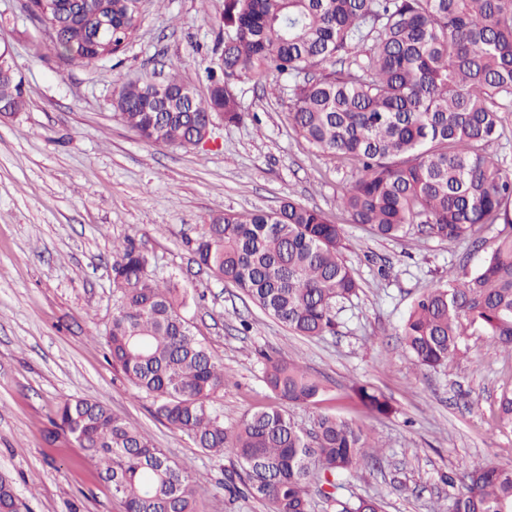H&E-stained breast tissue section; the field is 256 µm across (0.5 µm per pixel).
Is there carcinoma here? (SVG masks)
Here are the masks:
<instances>
[{
    "mask_svg": "<svg viewBox=\"0 0 512 512\" xmlns=\"http://www.w3.org/2000/svg\"><path fill=\"white\" fill-rule=\"evenodd\" d=\"M111 4L112 50L91 41L97 17L86 11L71 19L65 3L47 49L68 63L112 59L138 30L141 0ZM224 28L206 67L207 98H183L187 85L176 75L165 81L163 101L150 97L151 82L128 81L113 99L121 121L150 144L193 148L214 114L226 124L243 119L236 93L242 78L293 80L288 121L295 132L359 165L342 197L352 223L385 239L420 224L436 238L470 240L487 251L476 271L450 274L413 302L401 330L409 354L423 367H440L460 354L471 326L512 350V233L489 246L476 237L485 224H512V177L485 152L498 138L497 108L512 105V0H224ZM341 53L355 68L310 75ZM6 104L22 110V81L0 79V108ZM345 248L341 225L291 199L268 212L215 215L194 240L198 266L306 337L332 332L336 302L357 293ZM116 250L118 306L107 357L153 396L157 420L211 456L237 459L241 471L222 483L229 496L250 497L266 512H311V483L334 502L340 480L377 459L362 426L333 414L318 415L310 436L279 406L225 426L214 406L224 366L181 313L186 290L159 282L135 241ZM264 380L288 404L316 405L326 393L293 359L266 358ZM355 395L368 415L390 412L365 386ZM496 419L512 428V388L501 391ZM50 425L46 441L71 437L125 512H195L200 479L105 403L67 400ZM463 478L455 512H512V470L473 462L463 466ZM21 506L13 480L0 475V512ZM341 512H383V503L360 498Z\"/></svg>",
    "mask_w": 512,
    "mask_h": 512,
    "instance_id": "1",
    "label": "carcinoma"
}]
</instances>
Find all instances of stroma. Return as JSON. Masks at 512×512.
I'll list each match as a JSON object with an SVG mask.
<instances>
[{
  "mask_svg": "<svg viewBox=\"0 0 512 512\" xmlns=\"http://www.w3.org/2000/svg\"><path fill=\"white\" fill-rule=\"evenodd\" d=\"M224 0H143L136 38L112 60L77 65L46 45L44 25L23 0H0V41L25 83L26 106L0 120V473L29 512H123L108 484L79 462L74 444L49 446V419L66 400L106 403L149 434L156 447L202 482L196 512H265L225 497L232 456L202 453L154 418L153 400L113 369L105 336L117 305L116 243L134 239L150 272L180 281L196 334L227 375L215 404L225 424L274 404L264 356L299 361L327 385L323 402L292 405L304 429L329 412L363 424L379 458L346 478L336 502L383 500L385 512H434L449 505L470 461L512 468V430L495 427L497 398L512 385V351L469 328L461 354L438 369L418 366L400 340L412 302L474 270L479 254L418 229L390 240L351 223L340 202L357 171L316 150L288 123L289 83L243 78L240 124L216 121L209 144L176 149L146 143L114 115L123 82L177 73L207 97L205 68L224 36ZM321 210L343 228L345 263L359 284L337 303L336 331L304 337L285 329L234 287L197 265L191 241L223 212L271 211L285 199ZM362 384L392 411L368 417L350 399Z\"/></svg>",
  "mask_w": 512,
  "mask_h": 512,
  "instance_id": "35a3bbf8",
  "label": "stroma"
}]
</instances>
